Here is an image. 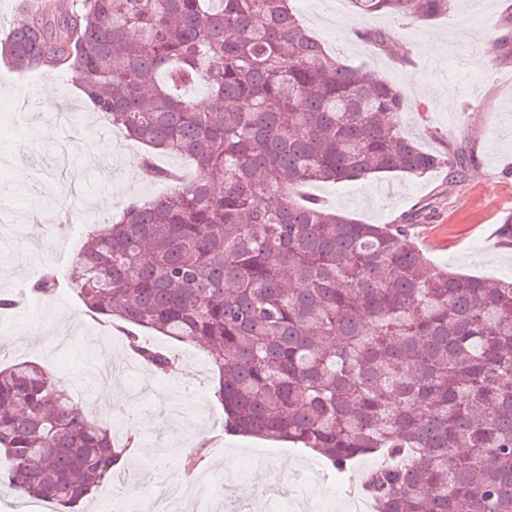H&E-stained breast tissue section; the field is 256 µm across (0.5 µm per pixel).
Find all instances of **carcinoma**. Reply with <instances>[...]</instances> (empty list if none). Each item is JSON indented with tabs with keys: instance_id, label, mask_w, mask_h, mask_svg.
<instances>
[{
	"instance_id": "carcinoma-1",
	"label": "carcinoma",
	"mask_w": 512,
	"mask_h": 512,
	"mask_svg": "<svg viewBox=\"0 0 512 512\" xmlns=\"http://www.w3.org/2000/svg\"><path fill=\"white\" fill-rule=\"evenodd\" d=\"M361 18L433 20L450 0H349ZM0 59L67 74L147 147L169 192L90 237L74 288L104 319L207 349L224 431L369 472L375 512H512V278L431 266L411 225L365 224L298 189L421 176L461 154L401 130L370 62L330 55L292 0H19ZM204 83L201 109L182 87ZM190 158L179 180L157 155ZM162 374L170 352L130 332ZM36 362L0 367V483L78 512L137 448Z\"/></svg>"
}]
</instances>
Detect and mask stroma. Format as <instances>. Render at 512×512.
I'll list each match as a JSON object with an SVG mask.
<instances>
[{
	"label": "stroma",
	"instance_id": "stroma-1",
	"mask_svg": "<svg viewBox=\"0 0 512 512\" xmlns=\"http://www.w3.org/2000/svg\"><path fill=\"white\" fill-rule=\"evenodd\" d=\"M300 18L327 50L347 59L370 60L380 76L398 86L408 106L402 130L434 153L465 155L460 178L436 168L422 176L376 174L340 184L305 187L332 209L370 224H412L418 247L437 266L470 275L512 277V244L497 229L512 219V0H453L432 22L377 15L363 20L347 0H294ZM370 26L388 38L385 49L354 37ZM455 43L454 53L443 44ZM52 82L54 98L41 89ZM0 102L27 105L23 117L0 111V210L28 215L26 241L0 252V294L30 285L41 268L71 274L84 245L51 241L50 231L69 200L68 182L54 171V143L66 137L84 148L70 151L72 172L85 181L100 223L131 200L166 192L138 167L141 144L103 134L99 115L84 108L81 92L59 73L15 74L0 87ZM26 171L18 179V171ZM155 344L178 354L181 369L161 377L129 350L116 325L88 313L77 292L49 289L28 295L23 309L0 318V364L37 362L84 402L87 414L108 422L122 441L128 415L150 417L138 431L139 449L124 466L147 463L158 482L174 476L207 484L209 512H233L238 504L264 512L257 488L278 484L281 512H349L348 479L337 478L321 459L300 446L231 436L213 396L217 377L206 352L164 336ZM203 450L195 468L184 460ZM257 455L243 467L241 455Z\"/></svg>",
	"mask_w": 512,
	"mask_h": 512
}]
</instances>
